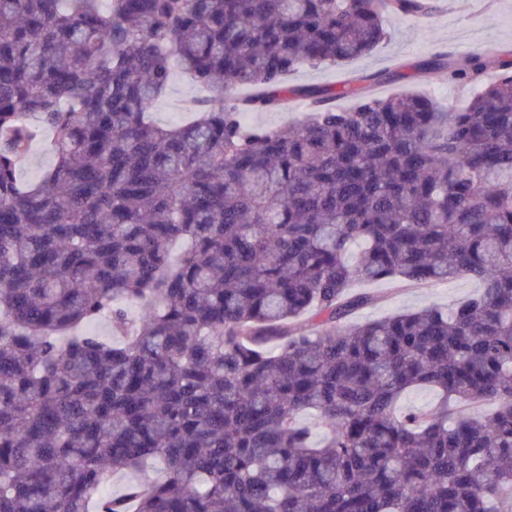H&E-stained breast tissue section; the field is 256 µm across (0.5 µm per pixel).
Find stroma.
<instances>
[{
	"instance_id": "1",
	"label": "stroma",
	"mask_w": 512,
	"mask_h": 512,
	"mask_svg": "<svg viewBox=\"0 0 512 512\" xmlns=\"http://www.w3.org/2000/svg\"><path fill=\"white\" fill-rule=\"evenodd\" d=\"M433 16L389 13L384 17L388 38L368 55L341 67L302 68L288 83L294 87L341 89L352 84L378 96H433L440 104L463 108L472 85L450 77L447 70L419 71L418 65L437 55L459 57L481 51L488 64L512 48V0H436ZM205 90L182 73H175L164 96L151 112L153 121L172 125L188 116V104L204 98ZM353 292H368L376 303L356 320L380 319L426 305L447 306L478 293L479 285L459 279L427 288H411L390 280L356 282Z\"/></svg>"
}]
</instances>
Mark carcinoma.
Masks as SVG:
<instances>
[{"mask_svg":"<svg viewBox=\"0 0 512 512\" xmlns=\"http://www.w3.org/2000/svg\"><path fill=\"white\" fill-rule=\"evenodd\" d=\"M385 10L436 5L0 0V512H512V60L428 63L480 85L457 112L288 86L375 50ZM177 67L209 95L161 126ZM290 95L305 120L242 124ZM459 278L349 320L356 281ZM49 138V133L44 132L34 143L28 161L24 165L21 177L24 180L37 179L44 169L49 166L51 159L49 153L43 148V143ZM479 288L476 281L466 278L427 288L403 287L390 280L354 282L352 292H370L377 296L378 300L373 306L351 315L349 319L352 321L380 319L426 305L446 307L448 304L477 294Z\"/></svg>","mask_w":512,"mask_h":512,"instance_id":"obj_1","label":"carcinoma"}]
</instances>
